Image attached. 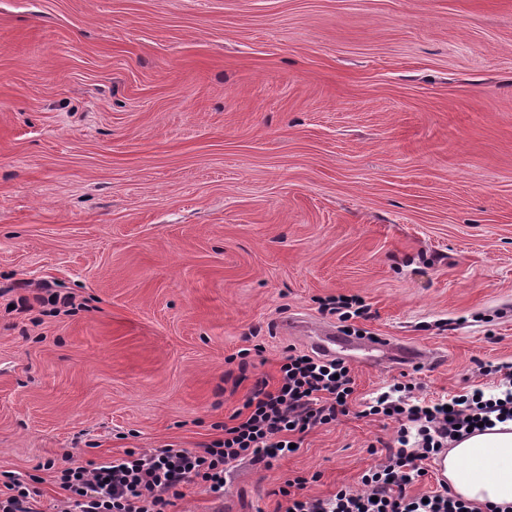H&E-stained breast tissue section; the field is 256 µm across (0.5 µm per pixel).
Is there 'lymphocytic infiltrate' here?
<instances>
[{
  "instance_id": "obj_1",
  "label": "lymphocytic infiltrate",
  "mask_w": 512,
  "mask_h": 512,
  "mask_svg": "<svg viewBox=\"0 0 512 512\" xmlns=\"http://www.w3.org/2000/svg\"><path fill=\"white\" fill-rule=\"evenodd\" d=\"M497 390L475 388L449 402H410L384 393L364 413L395 420L399 428L385 461L361 477L357 490L342 488L326 497L301 495L305 478L294 489H281L287 512H476L450 488L428 496L409 495L408 485L425 476L423 461L459 441L468 427L512 420V365L495 367ZM354 392L351 368L344 359H326L289 348L276 380L255 381L234 425L224 436L197 450L166 446L128 448L102 462L67 458L56 470L65 491L63 512H167L184 484L198 481L223 501L227 475L235 462L249 459L264 466L290 455L297 436L328 425L345 413ZM0 483V512H41L39 490L27 479L5 472Z\"/></svg>"
}]
</instances>
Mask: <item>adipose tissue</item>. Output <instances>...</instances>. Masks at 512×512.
I'll return each mask as SVG.
<instances>
[{
  "label": "adipose tissue",
  "instance_id": "adipose-tissue-1",
  "mask_svg": "<svg viewBox=\"0 0 512 512\" xmlns=\"http://www.w3.org/2000/svg\"><path fill=\"white\" fill-rule=\"evenodd\" d=\"M442 474L462 500L512 506V421L464 437L440 461Z\"/></svg>",
  "mask_w": 512,
  "mask_h": 512
}]
</instances>
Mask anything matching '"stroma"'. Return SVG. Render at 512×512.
<instances>
[{
    "label": "stroma",
    "mask_w": 512,
    "mask_h": 512,
    "mask_svg": "<svg viewBox=\"0 0 512 512\" xmlns=\"http://www.w3.org/2000/svg\"><path fill=\"white\" fill-rule=\"evenodd\" d=\"M22 279L79 310L8 311ZM339 295L426 363L356 349L347 414L168 512L360 489L395 435L365 402L512 364V0H0V471L43 512L48 463L223 438Z\"/></svg>",
    "instance_id": "35a3bbf8"
}]
</instances>
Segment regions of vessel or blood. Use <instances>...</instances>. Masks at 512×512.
<instances>
[{
  "label": "vessel or blood",
  "mask_w": 512,
  "mask_h": 512,
  "mask_svg": "<svg viewBox=\"0 0 512 512\" xmlns=\"http://www.w3.org/2000/svg\"><path fill=\"white\" fill-rule=\"evenodd\" d=\"M281 332L300 333L307 335L308 343L312 349L323 356L333 358L339 356L341 351L354 348L361 344L378 347L386 362L392 365L417 366L423 364L428 355L415 346L391 343L382 338L356 336H342L334 329L314 326L301 318H292L284 321L280 326Z\"/></svg>",
  "instance_id": "b4317fda"
}]
</instances>
